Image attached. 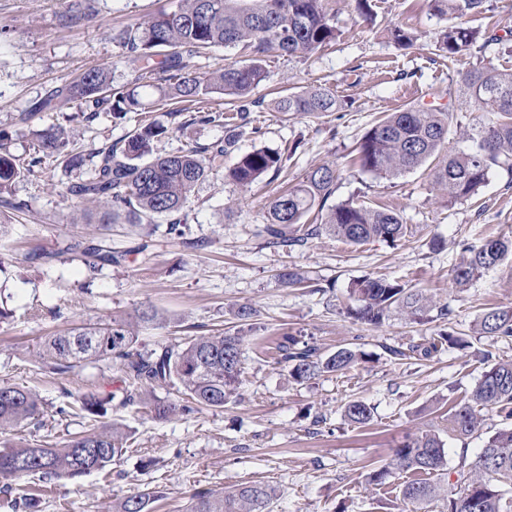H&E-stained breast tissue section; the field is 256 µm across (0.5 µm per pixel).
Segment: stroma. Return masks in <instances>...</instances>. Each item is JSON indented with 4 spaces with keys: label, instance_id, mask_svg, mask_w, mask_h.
<instances>
[{
    "label": "stroma",
    "instance_id": "obj_1",
    "mask_svg": "<svg viewBox=\"0 0 512 512\" xmlns=\"http://www.w3.org/2000/svg\"><path fill=\"white\" fill-rule=\"evenodd\" d=\"M176 3L0 0V131L11 137L13 151L34 153L40 131L57 117L51 110L23 124L17 120L21 112L85 69L107 67L125 76L124 50L113 42V30ZM371 7L370 26L355 0H333L340 31L335 43L307 60L267 57L266 78L252 93L254 105L224 165L266 148L284 153L283 167L248 189L224 172L197 185L184 205L186 244L167 241L161 218L150 233L135 224L102 223L98 209L69 194L74 174L54 162L13 186L14 199L27 206H0V304L11 312L0 319V384L35 389L43 412L37 424L0 431V448L63 442L88 425L60 414L68 394L117 389L113 364L48 372L35 355L42 337L151 306L164 322L140 329L138 350L218 333L246 341L239 394L224 408L158 421L148 404L113 406L105 423L132 431L135 443L109 474L95 472L76 483L0 479V512H23L21 503L31 494L39 512H117L127 496L147 487L164 493L149 512H184L195 491L253 483L275 487L273 512H400L405 474L383 486L367 485L365 475L386 463L406 435L434 431L445 443L449 467L461 456L475 458L482 437L451 436L448 410L467 401L488 362L512 360V339L483 335L478 327L486 308L512 305V255L462 289L453 268L464 246L512 237V174L491 170L476 199L450 205L423 170L386 178L362 170L354 157L373 122L407 104L452 109L447 151L476 149L486 115L466 104L462 78L481 65L512 70V54L493 44L448 60L435 44L448 18L436 14L429 0H371ZM394 23L413 28L415 47L393 43L386 28ZM316 84L348 100V107L318 119L287 120L277 112L279 96ZM141 118L104 114L75 125V146L86 150L123 139ZM324 163L340 172L330 204L355 201L393 210L406 226L404 236L353 245L325 232L304 246H271L262 231L268 203ZM72 239L107 241L127 259L91 270L63 252ZM148 239L155 241L157 256L144 264L136 249ZM288 268L304 278L305 287L284 283ZM365 277L420 289L447 305L449 314L432 312L421 322L395 314L379 326L360 323L346 311L347 290ZM243 305L254 310L245 321L237 316ZM448 331L466 337L468 347L446 348L428 359L390 353ZM286 334L315 343L326 355L349 347L364 359L300 384L276 360L275 347ZM351 400L371 407L369 424L345 418Z\"/></svg>",
    "mask_w": 512,
    "mask_h": 512
}]
</instances>
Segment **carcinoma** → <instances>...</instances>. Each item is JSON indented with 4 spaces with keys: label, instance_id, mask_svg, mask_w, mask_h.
Segmentation results:
<instances>
[{
    "label": "carcinoma",
    "instance_id": "cac0c4a2",
    "mask_svg": "<svg viewBox=\"0 0 512 512\" xmlns=\"http://www.w3.org/2000/svg\"><path fill=\"white\" fill-rule=\"evenodd\" d=\"M435 12L448 18L482 13L485 0H430ZM340 35L328 0H178L173 10L161 9L137 26L121 29L112 39L124 49L134 77L119 82L108 68H91L56 87L49 98L19 115L26 123L40 112L76 102L82 119L92 123L103 113L122 119L130 112L167 108L171 122L224 126V140L211 145L191 146L173 154L154 153V143L168 127L150 122L139 126L126 139L104 142L87 152L69 148L62 127L51 125L40 133L39 149L27 158L10 151L0 138V195L33 174L47 158L61 160L65 170L81 173L69 193L82 202L100 205L102 218L110 223L153 224L167 220L166 235L184 236L182 210L189 194L210 174L224 168V156L236 146L238 121L255 101L252 91L265 80L264 57L269 53L311 57ZM388 36L410 48L413 29L395 24ZM504 38L478 28L450 23L437 34V47L453 60L476 44L486 47ZM241 47L252 51L249 62L227 65L210 74L200 73L194 59L206 51ZM464 93L471 110L487 112L478 148L470 153H445L450 112L440 108L406 105L379 118L362 136L354 158L368 172L398 177L433 162L430 177L434 189L450 204L472 198L493 168L512 172V71L495 67L474 68L464 75ZM234 97L237 111L226 115L206 106L211 95ZM343 103L330 89L308 86L278 100V111L286 117L318 118L337 112ZM283 156L269 149L241 155L228 177L248 187L261 177L280 170ZM339 172L322 164L306 178L277 195L269 204L268 223L263 232L274 246L303 245L327 231L353 244L374 240L395 242L405 233L400 216L386 208L354 201L327 205ZM85 264L96 270L118 265L124 255L106 242L69 244ZM467 255L454 268V281L465 286L512 254V240L491 238L477 249L464 248ZM349 297L357 306L347 309L354 319L378 325L397 312L414 321L423 320L436 309L448 315V306H436L421 290L397 281L365 277L351 283ZM483 334L512 337V307H491L480 317ZM238 335L198 336L183 346L161 345L147 353L135 349L138 341L131 324L123 319L72 327L39 342L37 355L56 374H66L92 363L120 364L125 407L140 397L142 390L177 387L179 400L157 401L152 412L158 419L172 415L190 416L203 409H222L237 395L242 375ZM466 341L452 333L442 334L427 346L415 345L410 352L428 358L443 347L459 348ZM280 360L290 367L298 382H308L324 373L344 371L362 358V353L340 348L323 356L319 348L285 335L278 344ZM116 393L87 391L67 407L90 428L76 433L59 446L26 443L0 448V478L19 480L34 475L76 481L91 473H106L130 447L132 432L117 424L101 425L94 419L106 416ZM504 415L508 425L489 435L472 461L460 457L457 479L448 480V458L443 441L434 433L408 435L390 462L365 475L368 485H383L397 472L410 474L400 487L405 506L415 512H512V361H496L483 371L470 399L453 406L448 433L457 438L481 434L484 412ZM41 414V401L29 387L0 385V430L17 428ZM344 416L364 426L372 418L371 408L350 401ZM435 480H430V477ZM159 494L150 488L127 497L118 512H148ZM277 493L269 484H242L222 492L198 490L191 496L188 512H271Z\"/></svg>",
    "mask_w": 512,
    "mask_h": 512
}]
</instances>
